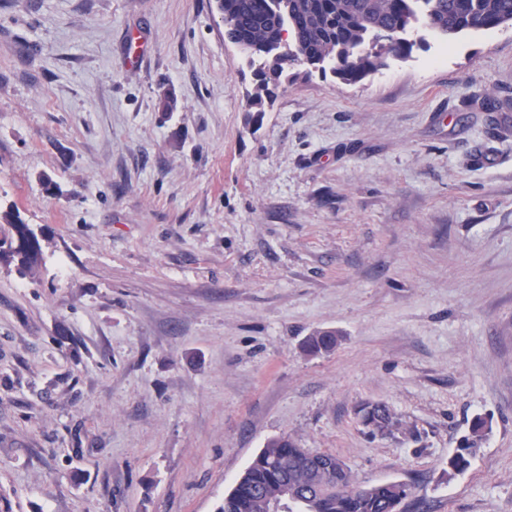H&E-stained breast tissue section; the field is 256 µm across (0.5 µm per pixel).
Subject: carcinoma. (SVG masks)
<instances>
[{
	"instance_id": "obj_1",
	"label": "carcinoma",
	"mask_w": 512,
	"mask_h": 512,
	"mask_svg": "<svg viewBox=\"0 0 512 512\" xmlns=\"http://www.w3.org/2000/svg\"><path fill=\"white\" fill-rule=\"evenodd\" d=\"M214 8L224 22L225 38L255 77L247 93L250 121L272 106L274 89L290 65L329 70L344 83L357 84L392 60L412 58L427 44L426 33L452 39L512 25V0H214ZM3 224L18 231L23 246L16 250L8 240L0 241V261L19 264L25 275L41 258V238L25 234L26 224L12 207L0 211ZM338 343L336 332L318 331L304 350L327 353ZM359 414L372 436L390 434L399 426L383 403L367 402ZM484 431V421L475 419L471 436L450 459L451 473L468 468ZM323 458L336 455L324 451L313 457L288 437L269 440L216 512H274L287 502L304 512H394L396 503L411 493L410 484L397 481L375 484L363 493L350 470L320 468Z\"/></svg>"
}]
</instances>
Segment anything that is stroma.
Wrapping results in <instances>:
<instances>
[{"mask_svg": "<svg viewBox=\"0 0 512 512\" xmlns=\"http://www.w3.org/2000/svg\"><path fill=\"white\" fill-rule=\"evenodd\" d=\"M252 85L211 0L0 5V207L45 234L0 263V512H215L280 436L512 512V27ZM4 224L18 231L23 240V246L16 250L6 238L2 242L0 241V261L19 264L21 274L25 275L33 269L41 258V238L33 234L30 237L25 234L26 224L11 206L6 211H0V227ZM339 335L336 331H318L308 338L304 350L309 354L327 353L336 348ZM358 413L360 422L371 436L392 434L399 426V421L390 408L383 403H364ZM484 431V421L480 418L475 419L471 426V436L463 439L455 455L450 459L449 467L451 472L448 471L449 475L463 472L468 468L470 457L476 450V443L482 437Z\"/></svg>", "mask_w": 512, "mask_h": 512, "instance_id": "stroma-1", "label": "stroma"}]
</instances>
